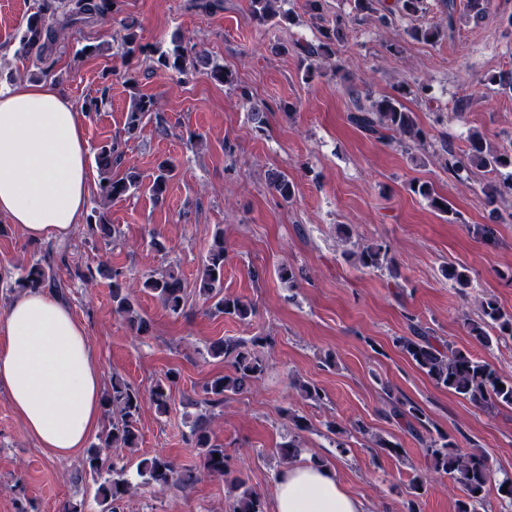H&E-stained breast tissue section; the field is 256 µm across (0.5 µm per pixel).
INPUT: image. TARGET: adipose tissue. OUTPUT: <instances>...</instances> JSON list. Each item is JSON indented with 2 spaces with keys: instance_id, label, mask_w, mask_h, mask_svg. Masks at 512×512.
Returning <instances> with one entry per match:
<instances>
[{
  "instance_id": "ef3b65f1",
  "label": "adipose tissue",
  "mask_w": 512,
  "mask_h": 512,
  "mask_svg": "<svg viewBox=\"0 0 512 512\" xmlns=\"http://www.w3.org/2000/svg\"><path fill=\"white\" fill-rule=\"evenodd\" d=\"M81 118L53 80L0 89V220L31 240L68 237L89 199ZM103 382L85 325L48 289L0 311V393L56 457L84 448L102 418ZM274 512H366L335 469L297 463L277 477Z\"/></svg>"
}]
</instances>
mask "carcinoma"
I'll use <instances>...</instances> for the list:
<instances>
[{"instance_id":"obj_1","label":"carcinoma","mask_w":512,"mask_h":512,"mask_svg":"<svg viewBox=\"0 0 512 512\" xmlns=\"http://www.w3.org/2000/svg\"><path fill=\"white\" fill-rule=\"evenodd\" d=\"M279 0H249L252 19L260 25L270 21L290 22L288 12L276 7ZM425 0H394L392 8L376 7V0H355V10L373 16L379 29L389 27L391 16H414L424 10ZM446 12V24L413 28L407 31L410 38L426 43L441 40L447 28L453 26L456 12L454 0H442ZM119 12V0H34V6L19 25L14 40L17 44L16 55L33 56L40 63V75L47 78L53 75L55 59L51 57L53 46L65 38L70 29L111 18ZM126 35L123 38L120 54L130 57L135 54L149 55L153 49L140 42L134 25L124 24ZM346 20L338 17L331 25L322 28L315 42L303 46L305 74L313 76L326 63H336V43L344 36ZM173 48L158 51L156 63L178 74H184L196 67L193 47L181 35L171 37ZM354 109L348 119L357 128L379 138L396 139V142L409 154L423 149L429 140L428 132L417 123L414 113L409 112L396 97L382 96L367 98L362 102L358 90L353 89ZM155 124L158 132L168 131L167 119L159 111L157 102L151 96H139L128 113L124 128V138L130 140L139 133L143 120ZM122 138V139H124ZM122 139L115 138L97 148L95 164L103 183L100 184L102 198L106 201L127 197L140 187L139 177L127 175L112 177V169L119 166L124 158ZM439 154L446 167L456 179L466 184L471 180L473 170H481L493 176V180L482 187L483 193L492 201L512 198V144L498 145L474 133L470 136L467 149L458 152L447 141L440 142ZM173 163L164 159L157 166V173L151 183L150 191L157 200L167 191ZM274 190L284 199L294 194V185L285 174L272 177ZM413 192L428 199L437 211L451 215L448 200L438 195L427 182L416 184ZM85 236L109 245L121 237L118 227L111 224L107 212L102 207L91 210L86 217ZM387 249L380 245H369L356 254L360 267L368 270H380L386 260ZM54 254L48 249L44 254L23 267L22 274L14 282L20 290H38L51 288L64 295L62 282L53 273ZM224 273V239L218 234L203 264V271L197 285L198 294L210 303L217 315L232 316L240 321L248 320L255 312L254 306L241 298L224 296L222 277ZM73 276L83 282H92L96 278H107L112 288V307L115 313L125 319L139 332L148 331V321L140 314L134 301L133 289L142 288L151 292L162 305L174 314L180 313L185 305V293L181 279L171 269L158 276L143 277L139 283L127 280L123 272L113 269L105 263L92 268L78 267ZM470 335L487 344L492 336L512 337V313L504 311L493 299L481 303L478 319L467 323ZM260 341L256 336L250 340L222 339L212 343L208 354L222 358L230 370L213 377L203 387V402L212 407L224 403V398L241 392L252 380L261 376L265 370L263 361L252 349ZM398 346L416 366L436 385L471 400L481 401L486 407L512 406V377L500 375L487 362L471 353L453 349L439 343L419 327L413 328V336H401ZM178 374L159 379L150 389V400L159 414H166L171 408V391L176 384ZM291 385L299 396L308 401L319 403L325 398L324 390L308 382L292 381ZM103 408L112 415V420L98 435V442L89 446L83 459V470L99 480L98 495L102 512H118L119 503L129 493L131 486L125 478L124 467L118 462L106 464L108 452L114 448H134L139 439V415L142 408V394L131 383L113 377L110 387L103 393ZM392 416L407 421L409 431L423 446V452L430 459L432 470L436 473L453 474L463 484L464 498L456 503V512H478V506L485 499L491 483V469L486 456L477 451H463L447 435L437 440H426L421 430L427 428L429 420L422 409L410 402L395 406ZM190 438L194 447L200 450L202 470L179 471L165 455L156 454L140 461V475L147 482L160 487L177 481L191 482L198 475L228 476L232 473L233 459L226 453L224 446L212 442L209 417L199 416L193 423ZM219 459H214V455ZM427 476L416 474L409 484L407 512H419V498L426 490ZM237 491L230 512H264L261 498L246 482L233 478Z\"/></svg>"}]
</instances>
